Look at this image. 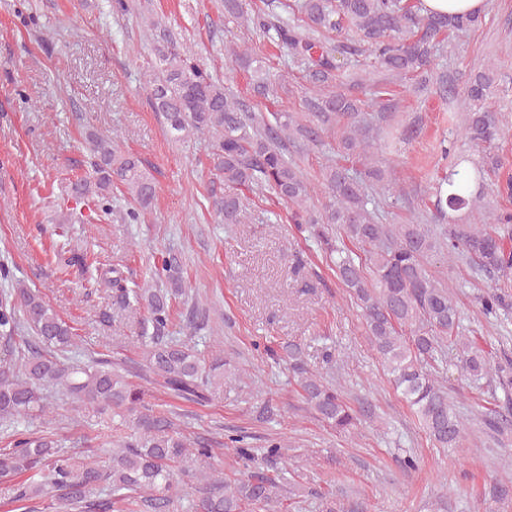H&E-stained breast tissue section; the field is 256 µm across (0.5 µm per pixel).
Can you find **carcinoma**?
<instances>
[{"instance_id":"cac0c4a2","label":"carcinoma","mask_w":512,"mask_h":512,"mask_svg":"<svg viewBox=\"0 0 512 512\" xmlns=\"http://www.w3.org/2000/svg\"><path fill=\"white\" fill-rule=\"evenodd\" d=\"M224 12L263 32L267 43L229 51L230 62L250 75V96L235 95L181 53L170 32L159 34L155 60L144 73L147 101L171 139L187 142L206 135L211 141L213 170L224 183L214 195L213 208L226 224L242 223L240 193L266 192L289 208L295 224H309L324 245L329 267L362 311L367 335L394 389L408 404L429 438L440 448H458L467 426L454 412L431 363L443 353V343L456 341L461 371L475 379L488 374L491 364L475 341L459 335L460 314L450 289L430 278L428 259L445 254L486 273L512 271V209L495 207L473 224L448 223L435 228L419 221L385 224L379 196L390 189L389 168L376 158L368 124L360 118L359 99L331 89L340 71L336 55L350 46L333 36L353 33L371 57L372 67L387 76L416 74L427 88L433 71L434 42L479 25L473 14L426 12L411 0H224ZM303 16L305 25L286 13ZM278 62L302 65L310 88L303 111L276 109L270 78L271 55ZM491 71L472 75L460 95L466 111L465 139L480 148L493 144L501 120L486 102L493 93ZM377 120L392 111L388 84L377 87ZM338 135L344 161L322 172L325 202H313V188L294 155L324 145ZM91 159L88 174L73 181L68 195L77 204L94 205L108 213L112 194L119 192L126 219L138 224L151 210L156 185L140 157L122 151L114 138L88 133ZM447 172L432 185L434 217L472 209L481 197L480 182L501 166L497 157L463 167L467 158L457 152V140L441 145ZM338 227L352 244L332 243ZM178 257L163 258L161 286L152 288L112 267V276L94 279L112 293V310L136 320L145 346L142 377L183 399L203 402L214 384L231 373L221 356L206 360L194 346L170 335L173 301L186 294ZM504 296L490 292L482 311L497 316ZM207 309L196 303L184 313L185 327L195 333L204 326ZM83 344L36 289L18 286L0 290V428L8 447L0 450V477L23 474L8 503L48 496L56 512H174L180 500L178 476L191 455L209 457L212 440L186 436L172 413L152 404L145 391L126 379L127 368L104 354L85 362L64 361ZM94 406L101 415L118 417L130 433L112 444L109 464L73 469L65 456V440L51 431L14 429L21 419L42 416L50 409L48 389ZM306 403L322 421L338 431L357 424L356 411L336 385L316 375L304 378ZM482 423L493 433L507 429L508 419L493 408ZM246 436L230 438L244 476L226 480L213 473L194 474L197 496L187 512H279L288 500L284 477L268 464L284 455L286 445L266 441L257 455L245 446Z\"/></svg>"}]
</instances>
